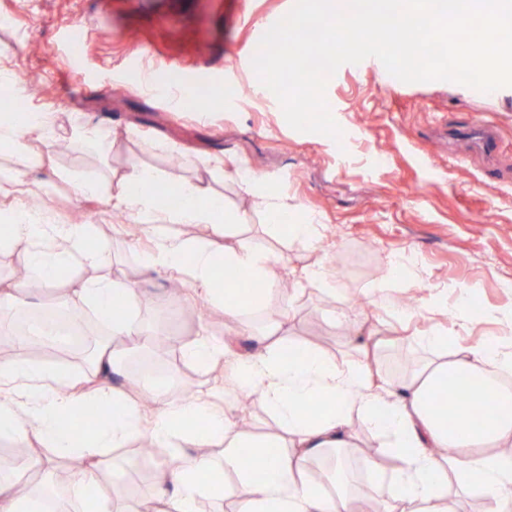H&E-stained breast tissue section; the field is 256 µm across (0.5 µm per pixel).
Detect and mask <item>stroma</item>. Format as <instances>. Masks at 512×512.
Masks as SVG:
<instances>
[{
  "mask_svg": "<svg viewBox=\"0 0 512 512\" xmlns=\"http://www.w3.org/2000/svg\"><path fill=\"white\" fill-rule=\"evenodd\" d=\"M295 0H0V65L11 72L12 105L28 108L24 73L48 75L51 98L60 112H77L111 130L106 152L67 147L54 157L56 176L45 196L55 221L67 222L82 211L96 237L107 244L111 262L104 273L137 284L141 298L132 309L177 347L203 337H224V313L214 306L194 308V297L168 295L170 275L144 273L138 252L149 241L134 224L111 223L105 197L79 196L70 179L122 173L130 162L169 171L171 154L182 157L180 174L200 181L242 216V239L279 254L284 264L279 292L260 313L243 321L279 323V337L301 347L348 360L369 331L396 343L388 370L399 374L418 357L415 334L440 328L457 346L492 337L512 336V86L495 94L448 81L401 84L386 89L383 65L369 60L346 63L328 79L330 112L350 138L346 146L330 137L303 133L286 122L269 89L254 90L253 67L266 27L293 8ZM81 23V45L72 40ZM151 67V92L138 83ZM193 87L198 95L218 85L238 91L222 107L199 111L197 103L173 111L172 82ZM483 113L499 133V163L506 175L488 178L480 157H457L445 150L437 128H462L472 113ZM167 150H159V143ZM224 162L222 171L205 168ZM244 160L264 176L288 205L293 221L313 219L319 244H306L276 233L255 197L241 188L234 163ZM408 265L386 292L376 287L387 274L390 257ZM323 263L335 290L325 293L299 285L302 270ZM94 270L72 263L55 292L32 284L10 311L12 321L57 305L86 318L91 338L105 336L104 326L78 298L80 283ZM471 299L470 321L453 306L459 289ZM166 295L153 307L150 296ZM416 306L401 313L402 295ZM290 318H283L284 309ZM172 393L181 397L224 393L223 365L200 367L166 352Z\"/></svg>",
  "mask_w": 512,
  "mask_h": 512,
  "instance_id": "obj_1",
  "label": "stroma"
}]
</instances>
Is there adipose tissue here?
Returning a JSON list of instances; mask_svg holds the SVG:
<instances>
[{"label": "adipose tissue", "instance_id": "obj_1", "mask_svg": "<svg viewBox=\"0 0 512 512\" xmlns=\"http://www.w3.org/2000/svg\"><path fill=\"white\" fill-rule=\"evenodd\" d=\"M75 143L105 147L88 136L87 124L59 112H1L0 149L33 169L53 164L61 129ZM241 188L259 198L274 229L314 245L315 224H289L288 206L269 181L236 161ZM78 194L107 192L113 211L153 237L141 253L144 273L179 274L186 289L224 312L232 327L224 339L204 338L183 350L187 362L229 365L228 378L240 394L260 402L280 429L270 440L240 430L231 411L209 399L174 400L169 390L152 389L153 406L143 412L129 388L140 381L116 357L117 348L141 343L144 327L128 308L138 296L126 282L107 277L87 280L78 294L109 324V338L93 360V383L18 353L0 366V440L18 447L39 443L55 459H102L106 450L124 447L133 437L170 448L182 434L194 447L176 465L159 466L153 498L165 512H198V499H232L237 512H365L355 497L344 454L355 447L354 420L369 430L375 452L364 464L369 488L380 512H458L457 506L479 494L482 512H512V387L498 375L512 374V341L491 338L456 350L446 331L418 339L422 350L415 366L393 379L385 375L376 351L362 346L358 358L336 362L325 352L291 344L272 345L270 336L242 322L243 310H261L279 285L281 257L236 237L240 219L202 182L178 173H162L130 163L118 180L96 177L74 183ZM46 182L28 183L19 174L0 173V198L12 205L0 211V251L19 255L28 279L0 290V310L27 293L29 280L53 287L69 259L94 268L110 262L92 225L34 220L17 197L40 193ZM171 224H208L231 237L223 255L201 242L168 232ZM245 274L258 287L251 296L224 285V273ZM257 344L236 349L239 337ZM492 403L490 417L472 405L447 411L435 399L449 378ZM96 405L101 416L86 431L72 417L80 407ZM0 512H141L139 501L117 489H104L96 469L82 467L66 492L47 488L22 492L0 478Z\"/></svg>", "mask_w": 512, "mask_h": 512}]
</instances>
